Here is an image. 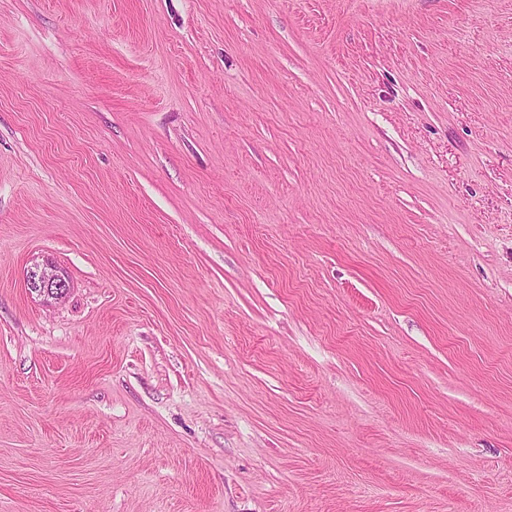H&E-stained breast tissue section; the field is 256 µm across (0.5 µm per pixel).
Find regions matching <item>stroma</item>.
Instances as JSON below:
<instances>
[{"instance_id":"1","label":"stroma","mask_w":512,"mask_h":512,"mask_svg":"<svg viewBox=\"0 0 512 512\" xmlns=\"http://www.w3.org/2000/svg\"><path fill=\"white\" fill-rule=\"evenodd\" d=\"M0 512H512V0H0ZM27 287L32 291L43 293L48 297L60 300L68 288L65 277L52 265L31 267L26 273Z\"/></svg>"}]
</instances>
